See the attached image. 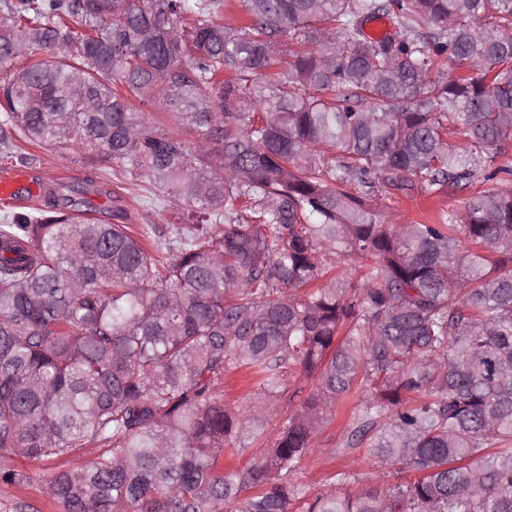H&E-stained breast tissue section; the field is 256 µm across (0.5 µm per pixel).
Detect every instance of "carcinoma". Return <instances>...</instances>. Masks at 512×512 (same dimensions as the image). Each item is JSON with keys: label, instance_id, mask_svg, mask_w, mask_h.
<instances>
[{"label": "carcinoma", "instance_id": "carcinoma-1", "mask_svg": "<svg viewBox=\"0 0 512 512\" xmlns=\"http://www.w3.org/2000/svg\"><path fill=\"white\" fill-rule=\"evenodd\" d=\"M243 4L238 26L224 0L0 4V61L23 60L3 124L195 209L153 254L66 196L0 219V483L31 480L7 455L94 448L41 478L64 512H512V0ZM487 182L435 220L382 213ZM299 368L316 388L268 436ZM234 369L256 383L236 412ZM350 395L347 449L418 477L309 496ZM220 390L224 391V403L230 407L246 404V397L250 392L245 376L241 372L231 371L224 375V384Z\"/></svg>", "mask_w": 512, "mask_h": 512}]
</instances>
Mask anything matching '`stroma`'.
Here are the masks:
<instances>
[{"label": "stroma", "mask_w": 512, "mask_h": 512, "mask_svg": "<svg viewBox=\"0 0 512 512\" xmlns=\"http://www.w3.org/2000/svg\"><path fill=\"white\" fill-rule=\"evenodd\" d=\"M0 141L5 142L13 157L0 160V175L13 176V199L0 201V215L4 213H30L44 206L50 193L79 190L84 200L97 212L113 215L123 209L122 223L139 236L151 235L153 227H168L187 221L188 213L182 205L157 202L158 188L132 176L129 169L113 163H90L79 150L59 154L48 146L25 142L11 127L0 130ZM468 194L464 191L443 190L435 194L418 191L385 199L384 214L388 222L406 224L425 216L461 207ZM353 402L343 403L335 416L324 424L315 447L308 452L297 476V481L308 492L317 493L334 487L332 478L340 472L355 473V480L338 487L340 493L355 495L378 486V474H385L389 482L404 480L408 472L399 464L380 465L368 449L352 453L343 452ZM96 456L95 449L87 448L78 455L50 463L13 457L10 468L32 477L25 491L0 483V501L24 493L35 501L41 512H62L61 506L41 492L38 479L49 472L73 470L86 466Z\"/></svg>", "instance_id": "35a3bbf8"}]
</instances>
